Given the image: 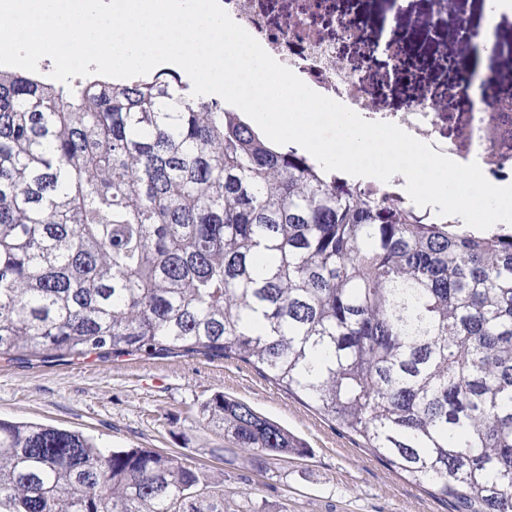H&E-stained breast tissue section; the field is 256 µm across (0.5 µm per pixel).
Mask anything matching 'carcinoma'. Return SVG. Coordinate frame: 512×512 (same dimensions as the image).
Segmentation results:
<instances>
[{"instance_id":"1","label":"carcinoma","mask_w":512,"mask_h":512,"mask_svg":"<svg viewBox=\"0 0 512 512\" xmlns=\"http://www.w3.org/2000/svg\"><path fill=\"white\" fill-rule=\"evenodd\" d=\"M236 359L448 512H512V232L369 195L175 72L0 68V354ZM235 448L306 445L248 404ZM0 512H224L147 448L0 419Z\"/></svg>"}]
</instances>
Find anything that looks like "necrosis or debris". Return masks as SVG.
<instances>
[{"label": "necrosis or debris", "instance_id": "obj_1", "mask_svg": "<svg viewBox=\"0 0 512 512\" xmlns=\"http://www.w3.org/2000/svg\"><path fill=\"white\" fill-rule=\"evenodd\" d=\"M332 0H224L231 19L262 44L280 64L314 91L332 98L368 121L390 122L450 159L477 162L492 183H512V96L501 94L492 75L469 70L459 85L478 96L465 118L454 102L424 88L393 106L381 75L399 74L414 56L445 58L434 40L451 31L468 48L491 40V63L512 55L498 42L492 23L477 28L448 20L447 0H432L428 19L384 27L367 12H336Z\"/></svg>", "mask_w": 512, "mask_h": 512}]
</instances>
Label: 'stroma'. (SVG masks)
Instances as JSON below:
<instances>
[{
	"mask_svg": "<svg viewBox=\"0 0 512 512\" xmlns=\"http://www.w3.org/2000/svg\"><path fill=\"white\" fill-rule=\"evenodd\" d=\"M223 394L247 403L306 444L305 456L258 464L208 420ZM0 418L79 431L107 448H150L224 489L232 512H448L356 436L255 368L200 355L91 354L29 361L0 355Z\"/></svg>",
	"mask_w": 512,
	"mask_h": 512,
	"instance_id": "obj_1",
	"label": "stroma"
}]
</instances>
